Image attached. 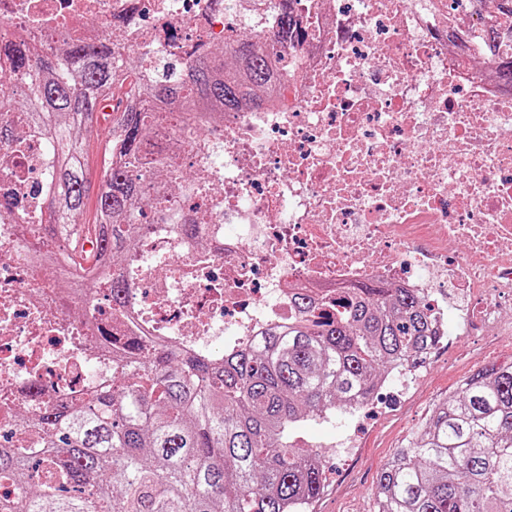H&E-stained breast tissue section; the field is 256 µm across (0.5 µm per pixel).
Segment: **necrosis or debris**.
<instances>
[{
	"instance_id": "necrosis-or-debris-1",
	"label": "necrosis or debris",
	"mask_w": 512,
	"mask_h": 512,
	"mask_svg": "<svg viewBox=\"0 0 512 512\" xmlns=\"http://www.w3.org/2000/svg\"><path fill=\"white\" fill-rule=\"evenodd\" d=\"M297 22L270 37L283 6ZM276 65L263 107L198 106L157 126L158 196L139 221L128 296L45 229L57 181L39 124L0 97V435L112 382L129 344L220 358L287 325L309 289L335 312L342 286L376 280L448 320L512 330V26L492 0H0V49L75 42L140 59L229 50L238 34ZM462 247L459 255L450 245Z\"/></svg>"
}]
</instances>
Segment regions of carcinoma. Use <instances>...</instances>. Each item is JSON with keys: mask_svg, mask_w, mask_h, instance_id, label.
Here are the masks:
<instances>
[{"mask_svg": "<svg viewBox=\"0 0 512 512\" xmlns=\"http://www.w3.org/2000/svg\"><path fill=\"white\" fill-rule=\"evenodd\" d=\"M233 53V73L213 55L155 62L144 89L133 72L114 82L108 46L77 43L63 57L8 48L9 67L28 85L21 106L56 156L50 214L61 197L80 218L85 141L75 131L93 125L115 90L185 114L208 102L228 112L253 104L251 91L275 70L247 38ZM158 121L140 101L118 119L110 150L120 163L102 175L92 267L133 246L135 213L150 201L144 149ZM107 276L118 306L124 283L110 267ZM293 307L288 326L220 360L139 346L112 389L45 409L0 444V485L34 487L0 496V512H305L323 472L317 457L291 444V429L370 397L396 363L432 348L437 332L422 300L374 282L348 286L334 317L314 315L305 291ZM375 499L376 512H512V363L485 365L438 403L380 471Z\"/></svg>", "mask_w": 512, "mask_h": 512, "instance_id": "carcinoma-1", "label": "carcinoma"}]
</instances>
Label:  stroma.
Masks as SVG:
<instances>
[{
	"label": "stroma",
	"instance_id": "obj_1",
	"mask_svg": "<svg viewBox=\"0 0 512 512\" xmlns=\"http://www.w3.org/2000/svg\"><path fill=\"white\" fill-rule=\"evenodd\" d=\"M456 338L452 350H439L428 374L399 399L379 397L378 406L359 418V446L343 455L336 443L350 421L336 412L324 422L303 420L292 439L303 452H319L324 471L320 496L308 512H374L376 479L409 434L429 417L435 403L461 387L490 362L512 361V335L474 341L469 329L450 323Z\"/></svg>",
	"mask_w": 512,
	"mask_h": 512
}]
</instances>
